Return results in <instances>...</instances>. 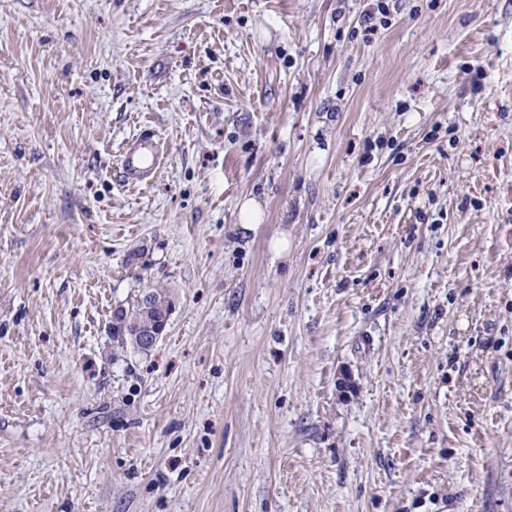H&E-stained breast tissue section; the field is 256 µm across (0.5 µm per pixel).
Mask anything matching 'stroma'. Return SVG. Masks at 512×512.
Returning <instances> with one entry per match:
<instances>
[{"label":"stroma","mask_w":512,"mask_h":512,"mask_svg":"<svg viewBox=\"0 0 512 512\" xmlns=\"http://www.w3.org/2000/svg\"><path fill=\"white\" fill-rule=\"evenodd\" d=\"M386 3L0 0V512H512V0ZM162 162L163 153L159 139L149 130H145L126 146L120 164L125 181L143 184L155 178ZM144 294H148L152 297L155 307L148 311L147 313L141 311V307L139 305V298L143 297ZM142 294L139 298H136L132 304H129L128 308L118 309L117 312H125L130 311L138 320V326L134 325L130 328V331H127L125 334H113V338L116 339L118 343L124 347V345H130L133 349L137 351L145 352V350L141 349L137 344V336H134L131 332L140 331L142 329H148L151 325L155 324L157 320L162 319L163 317L171 314L169 312L170 308L175 305L173 294L167 288L151 286L145 293Z\"/></svg>","instance_id":"1"}]
</instances>
